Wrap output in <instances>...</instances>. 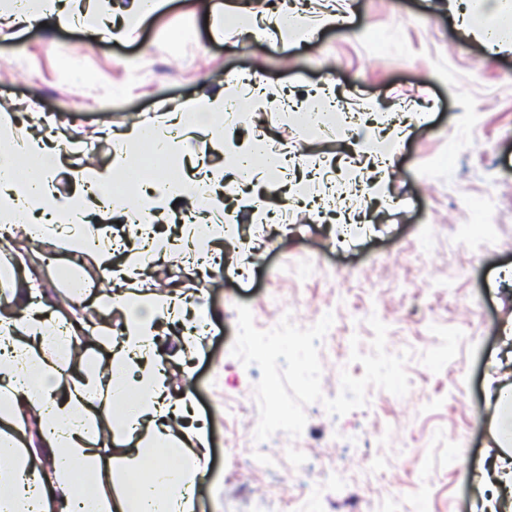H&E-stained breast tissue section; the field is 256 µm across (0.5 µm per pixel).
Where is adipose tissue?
<instances>
[{
  "mask_svg": "<svg viewBox=\"0 0 512 512\" xmlns=\"http://www.w3.org/2000/svg\"><path fill=\"white\" fill-rule=\"evenodd\" d=\"M231 106L223 94H203L183 102L176 122L224 121ZM120 147L106 166L74 169L81 191L56 189L58 162L42 138L11 141L0 151V225L12 229L28 224L29 239L60 234L62 224H76L63 235L69 249L96 255L103 278H111L112 250L100 241V228L82 222L91 206L111 201L119 183L138 179L129 149L147 148L162 161L187 151L171 127L135 122L117 131ZM221 173L208 180L172 175L151 187L150 203L164 208L170 199L195 204L212 201ZM32 280L12 290L13 303L26 307V317L0 316V512H86L79 478L97 489V512H194V491L200 466L208 455L204 427L188 428L194 415L188 396L170 391L165 357L157 346V325L180 303L168 294L151 301H133L120 293L100 296L105 308L124 317L122 336L109 352L106 366L63 370L76 347L52 360L44 353L57 331L43 310L30 306ZM122 412V426L112 437L124 449L128 484L114 488L113 455L102 445L98 422L110 409ZM35 429L36 447L22 437Z\"/></svg>",
  "mask_w": 512,
  "mask_h": 512,
  "instance_id": "adipose-tissue-1",
  "label": "adipose tissue"
}]
</instances>
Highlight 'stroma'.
<instances>
[{"instance_id": "stroma-1", "label": "stroma", "mask_w": 512, "mask_h": 512, "mask_svg": "<svg viewBox=\"0 0 512 512\" xmlns=\"http://www.w3.org/2000/svg\"><path fill=\"white\" fill-rule=\"evenodd\" d=\"M217 2L168 0L127 40L88 36L80 14L120 24L128 0H61L72 24L0 33V113L16 114L13 134L32 121L55 141H99L96 156L62 158L61 193L75 189L77 165L109 162L112 141L98 136L105 125L159 123L204 93H224L238 111L228 127L235 142L298 157L282 179L263 176L212 206L214 220L239 216L221 272L197 279L177 247L153 268L154 288L203 298L209 309L193 358L180 357L168 325L159 328L174 386L206 421L197 512H300L307 501L315 512H476L487 495L479 475L503 452L490 435L489 400L512 385V42L492 54L474 35L484 0H288L314 28L299 42L224 28ZM284 5L259 0L256 9L275 17ZM332 10L343 21L321 26ZM255 71L266 95L242 81ZM316 108L323 122L311 119ZM363 135L398 144L377 194L352 179ZM486 198L497 218L490 236H462ZM355 218L369 234L337 242ZM67 253L58 237L24 241L9 266L19 282L40 273L54 318L122 329L120 315L103 316L96 304L93 259L79 270L87 297L59 305L68 282L55 267ZM239 303L264 331L287 314L307 328L333 313L319 346L329 398L341 371L363 375L350 354L370 352L367 319L377 315L388 351L411 353L409 392L369 388L367 404L340 417L312 403L300 436L255 443L261 370L230 353ZM258 452L269 469L251 467ZM297 456L306 470L293 468Z\"/></svg>"}]
</instances>
